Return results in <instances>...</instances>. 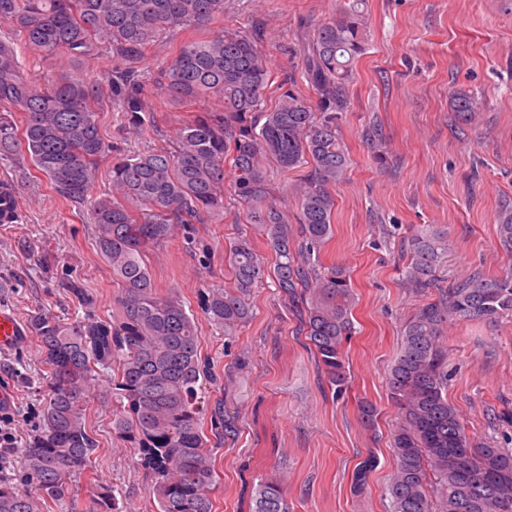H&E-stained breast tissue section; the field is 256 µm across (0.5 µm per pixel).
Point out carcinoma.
<instances>
[{"label":"carcinoma","instance_id":"obj_1","mask_svg":"<svg viewBox=\"0 0 512 512\" xmlns=\"http://www.w3.org/2000/svg\"><path fill=\"white\" fill-rule=\"evenodd\" d=\"M363 0H348L336 19L318 25L301 56V78L312 96L287 76L277 86L258 48L262 27L210 29L224 0H0V24L15 28L25 46L49 59L114 61L110 82L88 74L60 75L41 84L21 71L14 43L0 40V159H29L52 189L82 204L99 166L110 159L111 191L87 210L100 254L121 285L120 314L110 323L72 321L39 312L28 329L39 342L46 369L43 418L20 450L23 471L0 477V512H43L63 503L72 478L94 474L96 440L87 427L88 394L96 367L117 365L113 379L121 409L112 428L139 449L150 470L156 512H213L218 476L208 442L235 441L238 420L224 399L210 406L205 431L199 391L220 377L200 353L194 315L181 300L157 292L145 252L171 238L178 224H204L224 211V161L232 162L231 187L246 223L275 254L269 265L253 238L230 246L232 285L201 296L215 329L232 336L251 318L250 298L265 278L297 308L299 330L310 342L323 380L339 395L348 385L343 344L352 334L354 303L344 269L314 257L331 238L336 188L350 159L341 127L350 111L354 62L367 50ZM196 34L168 60L156 95L181 104L214 101L179 128L173 147L135 151L109 145L99 112L109 104L126 134L154 122L150 88L136 64L164 34ZM454 119L481 111L471 93L452 97ZM363 137L384 162L379 129ZM305 169L295 187L296 212L288 214L265 167ZM501 245L512 251V210L498 224ZM448 250L443 234L423 229L409 241L407 287L424 292ZM57 287L86 309L94 298L80 278L65 275ZM512 316V268L489 277L473 272L424 304L403 324L399 353L388 372L398 414L396 460L388 493L390 512H512V451L476 444L448 403V351L443 328L480 318ZM118 489L101 486L86 512H119ZM249 512H290L280 478L244 486Z\"/></svg>","mask_w":512,"mask_h":512}]
</instances>
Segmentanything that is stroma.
Returning a JSON list of instances; mask_svg holds the SVG:
<instances>
[{
	"instance_id": "stroma-1",
	"label": "stroma",
	"mask_w": 512,
	"mask_h": 512,
	"mask_svg": "<svg viewBox=\"0 0 512 512\" xmlns=\"http://www.w3.org/2000/svg\"><path fill=\"white\" fill-rule=\"evenodd\" d=\"M343 0H225L214 28L267 29L263 52L275 77L299 74L301 36L335 19ZM369 45L354 69L353 105L342 124L352 165L336 191L333 235L320 252L324 265L345 268L357 295L355 333L343 353L349 388L333 396L322 381L297 320L272 281L255 288L253 317L236 336L215 333L205 319L201 292L231 282L225 251L242 233L262 255L270 250L254 226L233 215L177 226L153 248L146 264L160 293L176 294L201 334V354L216 373L241 362L230 389L205 387L202 402L225 398L239 412L233 446L213 450L219 484L215 512H240L242 480L280 474L288 481L291 512H387L386 488L394 471L391 443L395 410L387 373L401 344L400 328L422 304L471 272L501 274L512 255L498 238V216L512 208V0H364ZM17 54L25 74L55 77L61 70L92 73L107 81L112 63L76 60L68 67L25 45ZM463 89L484 103L476 121L452 124L450 100ZM156 126L135 138L101 112L108 143L147 151L169 143L193 112L190 106L151 98ZM377 124L387 150L378 164L363 130ZM15 195L19 219L0 225V306L20 321L39 311L60 318L91 314L109 320L119 312L118 285L98 255L94 227L57 196L31 166L0 159V182ZM425 226L448 238L436 271V289L405 288L408 242ZM80 277L95 299L85 311L57 287L62 274ZM448 401L478 441L512 449V317L449 325ZM45 373L36 338L0 354V386L9 389L0 411L9 413L20 440L42 419ZM112 370H100L89 394L88 425L99 448L96 475L72 483L71 499L49 512L85 506L97 486H118L121 512H151L152 475L138 449L112 430L116 401ZM367 400L380 415L365 428L357 404ZM372 468L362 493L351 483L364 461Z\"/></svg>"
}]
</instances>
